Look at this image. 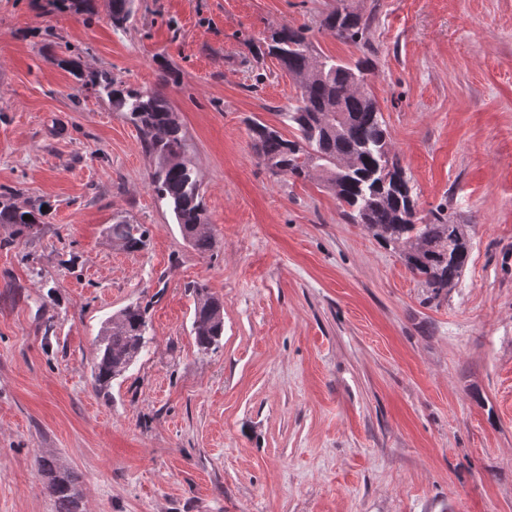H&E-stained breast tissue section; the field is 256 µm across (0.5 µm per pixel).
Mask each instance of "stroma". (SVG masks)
I'll use <instances>...</instances> for the list:
<instances>
[{"instance_id":"1","label":"stroma","mask_w":512,"mask_h":512,"mask_svg":"<svg viewBox=\"0 0 512 512\" xmlns=\"http://www.w3.org/2000/svg\"><path fill=\"white\" fill-rule=\"evenodd\" d=\"M47 2L0 0V189L44 211L34 236L0 224V512H54L42 455L85 512H512V0H348L369 21L357 45L318 30L334 0H135L122 29L111 0L89 19ZM285 24L314 27L320 55L370 60L419 215L469 227L447 295L321 177L257 159L253 122L294 133V76L251 51ZM99 72L167 95L207 253ZM117 214L148 228L143 249L113 243ZM196 282L224 302L208 354ZM135 304L151 341L98 390L102 328Z\"/></svg>"}]
</instances>
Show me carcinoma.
I'll use <instances>...</instances> for the list:
<instances>
[{
    "mask_svg": "<svg viewBox=\"0 0 512 512\" xmlns=\"http://www.w3.org/2000/svg\"><path fill=\"white\" fill-rule=\"evenodd\" d=\"M134 0H112L109 20L122 28L133 15ZM336 38L358 43L368 21L336 0L319 21ZM309 29L284 25L273 31L265 54L298 78L296 104L286 112L295 129L292 138L255 122L251 131L262 164L274 175L307 180L318 173L335 192L348 216L387 246L402 250L408 270L438 297L456 287L469 261L468 225L455 224L441 211L424 220L417 216L409 182L398 162L390 158V137L376 103L359 91L358 82L369 60L353 64L314 55ZM138 127L146 151L155 159L151 184L172 208L183 237L200 252L211 246V235L194 169L185 161L186 137L169 99L157 89L122 87L104 74L92 82ZM31 219L25 220L23 216ZM0 224H10L18 236L35 234L40 221L33 210L0 203ZM112 242L125 251L140 250L147 230L122 217L109 226ZM196 295L193 332L199 351L218 348L224 332V304L203 285ZM146 311L125 308L104 327L94 378L99 387L122 376L147 344ZM47 478L55 512H83L81 494L71 473L53 457L37 460Z\"/></svg>",
    "mask_w": 512,
    "mask_h": 512,
    "instance_id": "obj_1",
    "label": "carcinoma"
}]
</instances>
